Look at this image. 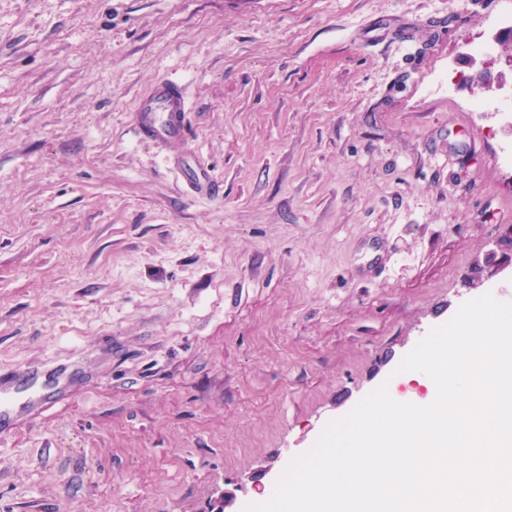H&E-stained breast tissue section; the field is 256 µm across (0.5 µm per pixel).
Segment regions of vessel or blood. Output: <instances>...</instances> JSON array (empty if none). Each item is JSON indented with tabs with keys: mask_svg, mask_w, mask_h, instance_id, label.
<instances>
[{
	"mask_svg": "<svg viewBox=\"0 0 512 512\" xmlns=\"http://www.w3.org/2000/svg\"><path fill=\"white\" fill-rule=\"evenodd\" d=\"M187 100L180 82L165 80L141 94L134 106L132 131L141 141H149L178 159L186 134ZM193 194L210 199L222 196L221 182L210 170L196 167L190 178ZM40 374L33 367L19 368L9 385L0 387V423H7L40 407L45 395L39 387Z\"/></svg>",
	"mask_w": 512,
	"mask_h": 512,
	"instance_id": "obj_1",
	"label": "vessel or blood"
}]
</instances>
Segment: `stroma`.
<instances>
[{
  "instance_id": "obj_1",
  "label": "stroma",
  "mask_w": 512,
  "mask_h": 512,
  "mask_svg": "<svg viewBox=\"0 0 512 512\" xmlns=\"http://www.w3.org/2000/svg\"><path fill=\"white\" fill-rule=\"evenodd\" d=\"M499 0H0V512H243L464 302L512 301ZM179 80L191 196L130 128ZM67 368L65 391L55 389ZM189 181L188 187L195 195L217 199L224 193L221 182L216 180L210 170L205 167L196 166ZM39 378L38 369L22 367L15 372L9 387L0 385V426L44 403L46 396L39 387Z\"/></svg>"
}]
</instances>
